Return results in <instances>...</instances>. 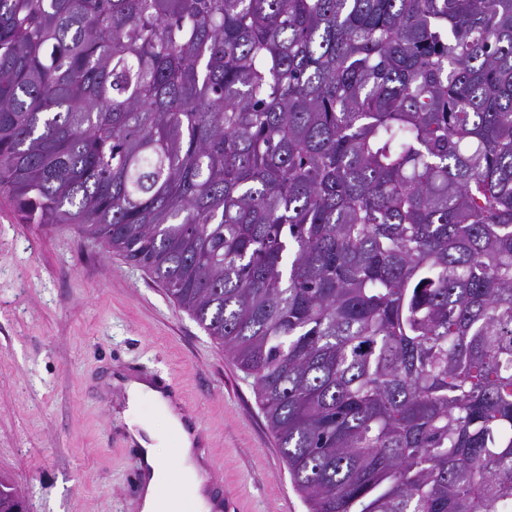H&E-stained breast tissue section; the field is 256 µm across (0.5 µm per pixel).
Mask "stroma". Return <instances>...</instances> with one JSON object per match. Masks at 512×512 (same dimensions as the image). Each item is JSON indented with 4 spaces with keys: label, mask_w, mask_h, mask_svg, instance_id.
<instances>
[{
    "label": "stroma",
    "mask_w": 512,
    "mask_h": 512,
    "mask_svg": "<svg viewBox=\"0 0 512 512\" xmlns=\"http://www.w3.org/2000/svg\"><path fill=\"white\" fill-rule=\"evenodd\" d=\"M127 366L176 376L241 512H307L254 378L140 268L74 226L24 223L0 194V478L25 512H124L133 459L106 431Z\"/></svg>",
    "instance_id": "1"
}]
</instances>
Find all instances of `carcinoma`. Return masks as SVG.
Instances as JSON below:
<instances>
[{
	"label": "carcinoma",
	"mask_w": 512,
	"mask_h": 512,
	"mask_svg": "<svg viewBox=\"0 0 512 512\" xmlns=\"http://www.w3.org/2000/svg\"><path fill=\"white\" fill-rule=\"evenodd\" d=\"M0 191L254 377L310 512H512V0H0Z\"/></svg>",
	"instance_id": "1"
}]
</instances>
